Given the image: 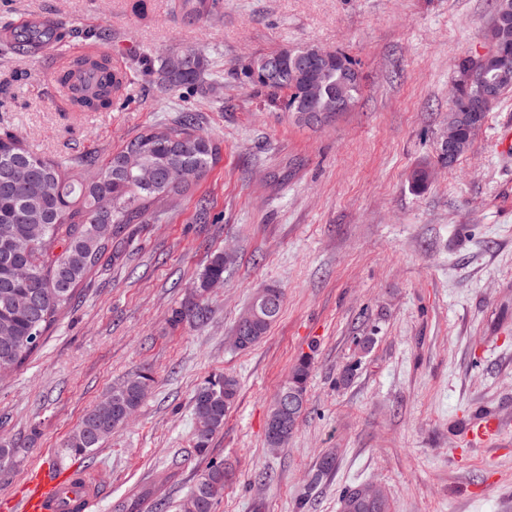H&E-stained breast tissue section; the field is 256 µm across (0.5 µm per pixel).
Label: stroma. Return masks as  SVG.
<instances>
[{
	"label": "stroma",
	"mask_w": 512,
	"mask_h": 512,
	"mask_svg": "<svg viewBox=\"0 0 512 512\" xmlns=\"http://www.w3.org/2000/svg\"><path fill=\"white\" fill-rule=\"evenodd\" d=\"M0 0V27L27 15L61 34L50 54L0 42V133L80 165L119 152L143 127L192 110L220 148L207 177L129 225L68 312L16 375L0 380V498L42 463L78 466L91 512L124 499L176 512L207 460L228 478L216 512H340L345 488H386L393 512H512V90L452 166L437 162L458 60L488 49L494 0H217L186 20L178 0ZM98 46L129 82L110 110L76 112L55 88L72 47ZM316 46L347 55L361 91L318 128L295 124L242 84L251 56ZM207 59L208 95L171 94L145 70L169 49ZM429 169L422 190L411 171ZM224 284L198 295L212 254ZM281 288L277 321L255 346L232 337L256 289ZM204 303L207 317L175 321ZM310 357L305 411L268 448L274 397ZM153 382L129 424L94 453L65 443L113 387ZM240 381L211 443L194 450L193 395L214 374ZM496 440L472 441L479 410ZM336 469L321 483L320 457Z\"/></svg>",
	"instance_id": "35a3bbf8"
}]
</instances>
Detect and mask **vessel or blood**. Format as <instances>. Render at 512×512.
Wrapping results in <instances>:
<instances>
[{
  "mask_svg": "<svg viewBox=\"0 0 512 512\" xmlns=\"http://www.w3.org/2000/svg\"><path fill=\"white\" fill-rule=\"evenodd\" d=\"M96 493L75 469L40 468L27 491L1 508L5 512H88Z\"/></svg>",
  "mask_w": 512,
  "mask_h": 512,
  "instance_id": "obj_1",
  "label": "vessel or blood"
}]
</instances>
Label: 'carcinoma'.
<instances>
[{"label": "carcinoma", "mask_w": 512, "mask_h": 512, "mask_svg": "<svg viewBox=\"0 0 512 512\" xmlns=\"http://www.w3.org/2000/svg\"><path fill=\"white\" fill-rule=\"evenodd\" d=\"M184 18L194 20L209 10V0H178ZM303 48L283 47L274 52L280 57V75L267 79L262 61L250 58L241 66V75L249 85L265 89L275 107L290 114L307 101L316 111L336 114V92L347 88L349 103L360 93V80H347L345 71L334 65L324 69L320 82L308 89L306 78L297 76L298 54ZM96 71L93 80L82 78L79 71ZM159 80L168 92L191 87L205 91L209 70L205 57L194 48L173 50L160 58ZM69 86L78 111H107L112 108L116 85L112 71L102 62L82 60L73 69L59 75ZM497 85L493 103L512 90V80L499 78L498 69L488 67L475 72L470 92ZM133 155L137 168L166 174L192 170L202 180L219 157V147L199 132L197 118L184 112L174 123L144 127L125 147L107 162L98 164L90 158L81 168L66 162L38 157L20 147L12 136L0 138V182L14 180L9 193L0 191V238L31 240L35 246L20 257H4L0 249V377L19 370L39 348L43 336L75 299L77 287L97 266L114 239L127 224L138 220L148 206L186 194L193 184H173L164 179L152 185L136 182L135 171L127 170V155ZM108 207H100L101 201ZM224 254H214L198 282L197 292L204 295L216 281L224 280ZM276 301L268 319L250 321L242 316L236 335L243 336L248 349L260 342L279 316L284 294L275 289ZM311 363L303 357L292 367L288 380L273 401L265 438L271 439L272 420L281 415V398L295 392L306 398ZM152 375L140 372L112 389L105 407H96L82 419L71 434L66 448L76 456H87L126 425L147 396ZM239 383L231 374L214 375L195 391L193 405L197 426L194 448L204 457L210 443L224 427V418L234 403ZM224 487V464L211 461L180 505V512H215V491ZM341 512H392L391 499L381 486L359 484L344 491Z\"/></svg>", "instance_id": "carcinoma-1"}]
</instances>
